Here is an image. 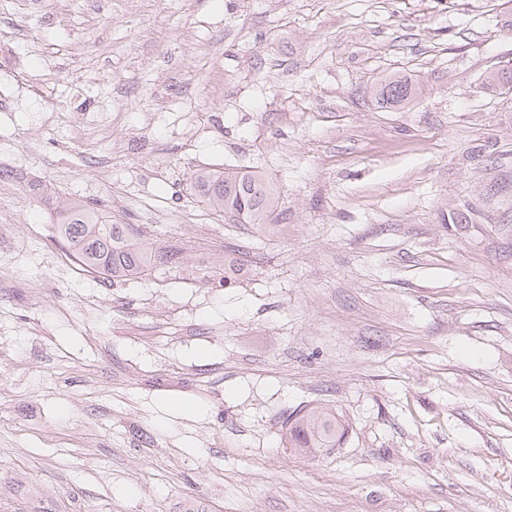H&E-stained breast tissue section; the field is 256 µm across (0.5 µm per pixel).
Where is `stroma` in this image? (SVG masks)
I'll return each instance as SVG.
<instances>
[{
    "mask_svg": "<svg viewBox=\"0 0 512 512\" xmlns=\"http://www.w3.org/2000/svg\"><path fill=\"white\" fill-rule=\"evenodd\" d=\"M510 14L0 0V512H512ZM394 71L423 96L378 103ZM203 167L263 173L275 226ZM69 198L180 266L60 270ZM307 405L346 428L312 459ZM198 195L232 224L269 227L274 223L279 195L276 187L255 170H198L191 176ZM285 448L302 455H314L322 448H334L344 436L345 428L333 411L323 406L304 407L285 422Z\"/></svg>",
    "mask_w": 512,
    "mask_h": 512,
    "instance_id": "35a3bbf8",
    "label": "stroma"
}]
</instances>
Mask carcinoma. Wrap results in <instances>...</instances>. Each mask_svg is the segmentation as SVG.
<instances>
[{
	"label": "carcinoma",
	"mask_w": 512,
	"mask_h": 512,
	"mask_svg": "<svg viewBox=\"0 0 512 512\" xmlns=\"http://www.w3.org/2000/svg\"><path fill=\"white\" fill-rule=\"evenodd\" d=\"M512 83V70L491 71L484 86L495 92ZM375 99L391 107L404 106L423 94V89L397 72L386 75L371 88ZM198 195L214 211L224 214L232 224L269 227L274 223L279 195L276 187L255 170L224 172L198 170L191 176ZM58 232L75 257L91 273L114 282L140 279L157 267L171 263L175 251L154 247L151 234L133 224H112L103 220L98 208L81 200H70L60 211ZM241 264L224 259V287L239 281ZM345 428L333 411L323 406L304 407L285 422L287 447L302 455H313L334 448Z\"/></svg>",
	"instance_id": "1"
}]
</instances>
